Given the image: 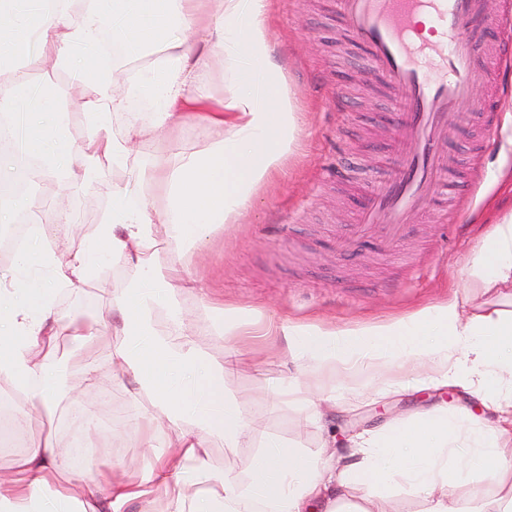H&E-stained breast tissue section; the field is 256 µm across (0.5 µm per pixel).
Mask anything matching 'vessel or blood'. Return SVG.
Segmentation results:
<instances>
[{"label": "vessel or blood", "mask_w": 512, "mask_h": 512, "mask_svg": "<svg viewBox=\"0 0 512 512\" xmlns=\"http://www.w3.org/2000/svg\"><path fill=\"white\" fill-rule=\"evenodd\" d=\"M348 35L385 80L400 117L399 163L364 206L348 233L391 246L407 230V218L425 205L443 170L441 150L449 122L458 120L472 90L486 79L479 46L485 34L512 29V0H500L488 19L483 0H333ZM432 18L443 40L421 39L419 16ZM437 57L435 72L423 59Z\"/></svg>", "instance_id": "obj_1"}]
</instances>
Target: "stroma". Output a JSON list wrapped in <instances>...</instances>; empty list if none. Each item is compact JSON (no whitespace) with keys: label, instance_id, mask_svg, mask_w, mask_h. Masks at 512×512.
<instances>
[{"label":"stroma","instance_id":"1","mask_svg":"<svg viewBox=\"0 0 512 512\" xmlns=\"http://www.w3.org/2000/svg\"><path fill=\"white\" fill-rule=\"evenodd\" d=\"M270 31L298 101L301 154L288 158L279 179L256 191L239 223L215 225L199 246L176 242L168 225H156L150 255L163 264L182 259L187 278L204 284V292L190 290L181 298L185 328L196 334L211 362L231 361L224 395L237 402L256 436L299 448L326 466L347 464L346 441L354 434L444 406L473 411L478 402L459 389L423 385L425 369L413 363L366 365L337 373L335 401L322 420L312 421L282 402L273 383L296 376L313 387L315 368H299L275 336L225 339L219 333L224 312L240 309L359 332L453 297L468 311H512V299L469 286L465 266L512 201V97L483 112L475 103L487 100L488 90L476 86L472 103L463 107L465 121L448 130L446 154L457 174L440 175L435 203L412 215L407 234L391 248L354 241L345 227L384 179L398 139L383 80L341 30L331 0H273ZM221 136L190 121L166 137L145 140L138 158L149 163L174 152L201 154ZM74 186L71 198L83 223L63 224L57 214L48 215L43 239L31 240L24 250L25 266L54 289L57 315L82 317L95 324L96 334L79 343L63 334L51 349L39 350L54 408L40 412L23 398L14 420L25 446L47 442L72 450V432L65 426L74 402L70 385L93 373L95 390L118 414L105 427L97 404L85 406L76 430L92 448L84 468L137 483L150 463L166 458L168 442L182 424H153V408L138 380L112 367L113 350L128 341L112 298L135 280L136 267L104 259L90 283L97 304L82 314L83 289L57 283L38 263L45 242L67 257L80 250L99 213L112 204L111 177L82 171ZM257 452L251 443L225 447L223 435L214 434L201 454L214 475L228 472L244 482Z\"/></svg>","mask_w":512,"mask_h":512}]
</instances>
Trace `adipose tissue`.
<instances>
[{"instance_id":"obj_1","label":"adipose tissue","mask_w":512,"mask_h":512,"mask_svg":"<svg viewBox=\"0 0 512 512\" xmlns=\"http://www.w3.org/2000/svg\"><path fill=\"white\" fill-rule=\"evenodd\" d=\"M0 0V24L10 26L0 42V110L28 88L31 70L51 64L69 72L70 90L83 96V139L75 143L45 130L28 140L30 164L23 172L31 186L58 173L73 176L100 159L122 164L135 158L141 142L181 125L186 118L222 130L203 156L175 153L152 165L130 170L112 185V205L103 211L82 254L61 261L54 249L40 254L42 268L71 287L97 271L99 257L112 256L136 265L140 275L112 299L131 335L128 346L112 353V364L131 373L150 392L156 419L196 417L198 430L181 431L170 443L168 458L152 466L138 484L89 477L74 458H60L49 445H35L19 459L9 478L0 479V512H100L95 494L77 499L71 487L93 481L107 491L110 512H124L128 501L161 489L173 512H249L261 503L271 512H306L311 500L327 512H384L380 486L401 477L423 498L426 512H512V489L489 499L462 496L476 475L495 482L512 476V463L501 451L500 436L512 427V312L463 313L457 300L428 307L412 316L385 322L359 333L293 321L270 323L268 335L285 342L289 356L320 370L426 359L432 364L428 385L458 387L476 395L496 427L463 414L437 410L403 421L383 432H360L349 440L358 460L348 467H321L318 460L276 440L265 443L248 482L215 476L200 455L208 435L221 432L226 447L253 436L235 403L224 399L226 364L209 368L208 382L193 390L187 374L203 358L192 337L179 343L155 333L156 310L174 327L182 325L177 262L152 264L154 227L170 225L176 238L198 242L215 224L238 223L256 188L278 177L283 161L299 148L300 126L283 64L274 53L269 15L273 0ZM120 25L112 40V69L75 68L80 56H93L98 30ZM41 54H34V46ZM162 46L163 58L145 70L127 71L126 63L148 48ZM224 57L227 89L211 102L206 90L215 53ZM125 122L114 134L110 113ZM164 186L165 211L152 200ZM473 284L503 295L512 288V209L505 211L480 248L466 261ZM55 293L27 272L0 281V376L12 381L34 408H50L43 367L33 351L58 333L89 336L90 328L53 315ZM194 464L200 484L188 490L177 477Z\"/></svg>"}]
</instances>
